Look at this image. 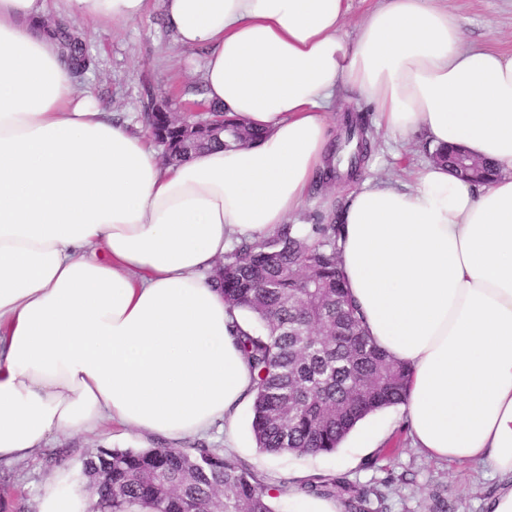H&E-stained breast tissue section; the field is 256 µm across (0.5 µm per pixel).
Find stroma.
<instances>
[{
    "label": "stroma",
    "mask_w": 512,
    "mask_h": 512,
    "mask_svg": "<svg viewBox=\"0 0 512 512\" xmlns=\"http://www.w3.org/2000/svg\"><path fill=\"white\" fill-rule=\"evenodd\" d=\"M443 4L458 19L469 42L512 54V0H443ZM43 24L79 36L93 64L76 82L117 119L142 122V99L149 92L168 100L176 112L202 97L200 55L177 45L165 21L163 0H148L143 18L121 26L76 22L59 8L51 9ZM349 111L367 115L371 128V153L362 177L408 183L429 162L422 137L393 143L372 107L351 94L331 114L332 133H339ZM355 187L352 181H336L313 191L308 205L291 216V223L305 224L312 218L321 224L333 223ZM251 421L252 409L244 407L235 441L226 442L224 428L218 424L202 439L189 438L183 445L192 448L202 442L247 460L265 476L277 512H299L304 501L301 489L316 476L336 477L370 491L374 512H436L440 505L447 512H485L486 501L501 485L499 478L479 468L435 460L414 448L405 419L395 407L378 411L370 419L375 430L371 442L359 444L352 434L335 452L307 456L261 453ZM150 446V441L116 424L94 435L58 437L49 445L60 456L57 468L45 467L39 460L0 467V501H5L8 512L20 503L32 510L42 485L60 470L77 492H84L81 471L86 457L101 450Z\"/></svg>",
    "instance_id": "stroma-1"
}]
</instances>
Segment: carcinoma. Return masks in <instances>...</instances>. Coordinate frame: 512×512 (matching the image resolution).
Returning <instances> with one entry per match:
<instances>
[{
    "instance_id": "1",
    "label": "carcinoma",
    "mask_w": 512,
    "mask_h": 512,
    "mask_svg": "<svg viewBox=\"0 0 512 512\" xmlns=\"http://www.w3.org/2000/svg\"><path fill=\"white\" fill-rule=\"evenodd\" d=\"M67 61L86 68L81 42L64 39ZM186 128L167 130L160 146L179 159L212 145L228 147L259 138L233 120L224 130L210 113ZM369 126L354 115L332 153L347 147V176L360 171L371 149ZM338 224H284L269 238L236 246L217 265L224 302L250 315L237 346L250 369L255 399L252 430L257 448L270 455L332 453L355 424L378 409L400 404L409 369L367 336L340 270ZM96 482L98 512H275L269 486L247 461L215 448L101 451L83 461ZM341 483L322 476L303 486L306 495L334 498Z\"/></svg>"
}]
</instances>
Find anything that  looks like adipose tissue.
<instances>
[{"mask_svg":"<svg viewBox=\"0 0 512 512\" xmlns=\"http://www.w3.org/2000/svg\"><path fill=\"white\" fill-rule=\"evenodd\" d=\"M61 2L80 21L147 11ZM48 4L0 0V465L113 421L173 445L220 422L235 440L252 380L230 325L247 320L209 274L308 204L354 91L393 138L497 168L365 180L338 247L370 336L411 372L414 447L499 476L486 512H512V54L467 44L439 0H381L351 39L348 0H164L179 44L204 52L207 102L262 132L165 164L74 82ZM37 512H82L65 474Z\"/></svg>","mask_w":512,"mask_h":512,"instance_id":"obj_1","label":"adipose tissue"}]
</instances>
